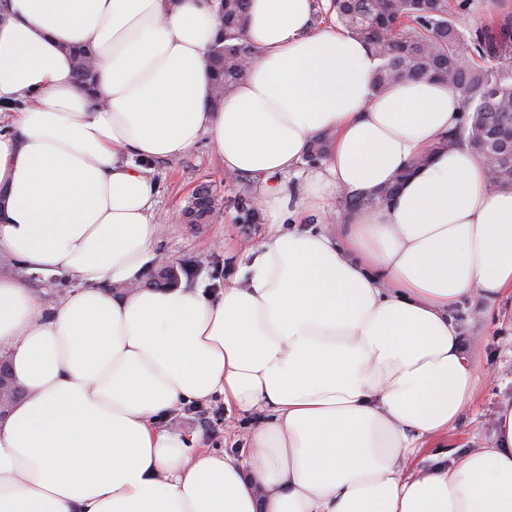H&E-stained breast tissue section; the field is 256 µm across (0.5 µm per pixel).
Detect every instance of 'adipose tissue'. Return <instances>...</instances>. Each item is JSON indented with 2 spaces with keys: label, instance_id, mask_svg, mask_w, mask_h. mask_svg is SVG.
Instances as JSON below:
<instances>
[{
  "label": "adipose tissue",
  "instance_id": "obj_1",
  "mask_svg": "<svg viewBox=\"0 0 512 512\" xmlns=\"http://www.w3.org/2000/svg\"><path fill=\"white\" fill-rule=\"evenodd\" d=\"M220 32L211 0H0V255L75 284L47 307L0 273L25 391L0 416V512H512V406L489 445L437 447L481 381L454 312L512 296V190L445 145L459 91L376 92L381 59L314 29L313 0H250L256 55L216 107ZM323 132L327 161L301 169ZM204 137L226 175L260 178L272 229L218 293L145 286L144 163ZM346 193L368 206L312 225ZM215 397L255 415L246 457L166 428ZM73 67L76 79L83 86H91L95 79V64L92 55L86 51L73 54Z\"/></svg>",
  "mask_w": 512,
  "mask_h": 512
}]
</instances>
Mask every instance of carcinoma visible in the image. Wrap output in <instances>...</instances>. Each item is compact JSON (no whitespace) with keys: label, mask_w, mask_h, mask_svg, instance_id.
<instances>
[{"label":"carcinoma","mask_w":512,"mask_h":512,"mask_svg":"<svg viewBox=\"0 0 512 512\" xmlns=\"http://www.w3.org/2000/svg\"><path fill=\"white\" fill-rule=\"evenodd\" d=\"M494 16L464 33L458 18L472 0H329L323 18L348 31L383 59L375 85L383 91L406 78L433 76L453 84L463 100L462 125L448 145L467 144L486 169L492 188L512 189V0H492ZM248 0H217L222 37L209 49L214 103L245 76L254 48L246 40ZM76 79L90 86L95 64L86 51L73 54ZM329 137L318 136L307 162L328 155ZM180 213L189 224H206L217 198L206 185Z\"/></svg>","instance_id":"1"}]
</instances>
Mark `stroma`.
I'll return each instance as SVG.
<instances>
[{"instance_id": "35a3bbf8", "label": "stroma", "mask_w": 512, "mask_h": 512, "mask_svg": "<svg viewBox=\"0 0 512 512\" xmlns=\"http://www.w3.org/2000/svg\"><path fill=\"white\" fill-rule=\"evenodd\" d=\"M157 186L153 221L158 226L155 255L179 268V281L207 291L223 288L238 272L246 250L265 235L270 226L264 211L246 219L240 200H254L256 180L226 178L224 159L205 140L172 160L150 162ZM209 184L220 201L219 213L206 224H181L176 214L200 184ZM0 272L23 279L43 304L52 305L71 288L61 276L28 272L14 259H0ZM455 317L467 350L481 367L490 369L492 380L482 382L477 398L444 441L446 448L463 455L485 445L499 412L512 405V299L498 311L485 313L474 300L461 304ZM251 419L227 414L221 399L183 406L168 421L170 427L196 436L197 445L231 453L245 446Z\"/></svg>"}]
</instances>
